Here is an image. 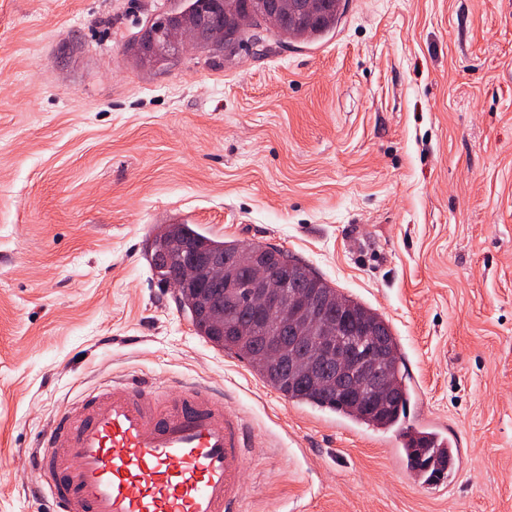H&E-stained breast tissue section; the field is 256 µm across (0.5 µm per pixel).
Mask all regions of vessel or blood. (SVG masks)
<instances>
[{
    "label": "vessel or blood",
    "instance_id": "vessel-or-blood-1",
    "mask_svg": "<svg viewBox=\"0 0 512 512\" xmlns=\"http://www.w3.org/2000/svg\"><path fill=\"white\" fill-rule=\"evenodd\" d=\"M263 445L222 389L124 378L60 413L33 462L58 512H239Z\"/></svg>",
    "mask_w": 512,
    "mask_h": 512
}]
</instances>
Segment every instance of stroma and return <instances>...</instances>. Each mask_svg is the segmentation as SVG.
<instances>
[{"label":"stroma","mask_w":512,"mask_h":512,"mask_svg":"<svg viewBox=\"0 0 512 512\" xmlns=\"http://www.w3.org/2000/svg\"><path fill=\"white\" fill-rule=\"evenodd\" d=\"M175 0H0V512H56L32 465L116 376L223 388L262 432L240 512H512V0H350L321 42L125 45ZM284 250L399 340L406 427L295 404L161 287L165 224ZM430 439L436 448L448 450L452 456V448H458L456 440H449L443 437L438 432H430ZM436 448H429L428 446H415L411 444L408 448H404L407 460L410 466L414 469L413 463L419 466L418 470L424 471L431 463V461L437 456ZM435 449V451H434ZM422 456L424 458L422 459Z\"/></svg>","instance_id":"obj_1"}]
</instances>
